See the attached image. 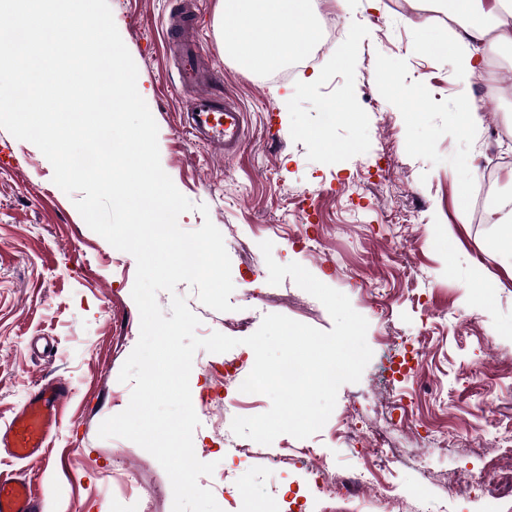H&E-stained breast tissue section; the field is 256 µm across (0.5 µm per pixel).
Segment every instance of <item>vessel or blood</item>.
I'll return each instance as SVG.
<instances>
[{"label": "vessel or blood", "mask_w": 512, "mask_h": 512, "mask_svg": "<svg viewBox=\"0 0 512 512\" xmlns=\"http://www.w3.org/2000/svg\"><path fill=\"white\" fill-rule=\"evenodd\" d=\"M165 37L166 50L177 53L175 90L185 99V128L224 154L236 153L242 141L245 113L234 100H223L210 92V85L220 83L221 77L204 68L186 13L168 20ZM70 393L69 384L62 380L39 384L10 423L0 428V449L18 460L43 463L50 454L51 440L61 424ZM42 503L43 494L32 480L0 473V512H42Z\"/></svg>", "instance_id": "b4317fda"}]
</instances>
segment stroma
<instances>
[{
  "instance_id": "stroma-1",
  "label": "stroma",
  "mask_w": 512,
  "mask_h": 512,
  "mask_svg": "<svg viewBox=\"0 0 512 512\" xmlns=\"http://www.w3.org/2000/svg\"><path fill=\"white\" fill-rule=\"evenodd\" d=\"M115 24L138 68V82L158 126L163 170L190 201L206 205L180 216L198 229L211 219L231 260L230 302L260 326L282 314L322 331L333 320L324 305L291 278L268 282L259 248L273 244L280 264L296 262L349 298L364 316L368 340L399 336L400 355L371 359L359 382L343 384L323 428L306 439L278 436L261 456L227 457L233 418L264 413L263 394L227 405L230 382H216L211 367L236 357L254 365L251 348L229 354L198 350L190 376L201 391L193 435L197 457L242 477L236 512H309V490L290 466L274 465L283 448H316L339 473L358 464L355 449L337 432L343 420L386 423L404 459L386 475L389 488L412 487L448 505L447 512H512V500L472 488L452 490L448 475L484 473L512 458V335L495 325L512 321V271L497 259V225L479 224L461 194H474L478 176L463 166L487 148L512 158V138L492 140L512 111L482 112L477 139L458 135L450 119L461 86L452 64L422 53L416 25L427 18L419 0H334L339 40L314 70L311 87L301 70L241 69L220 48V0H193L194 29L213 69L223 74L214 92L236 100L247 115L237 154L226 156L198 142L181 125L184 98L174 91L176 61L167 57L162 27L181 0H109ZM293 96L292 111L280 97ZM344 101L354 120L325 122L326 105ZM325 127L335 146L326 152L304 137ZM53 168L32 143L0 128V428L20 409L36 383L63 379L72 393L54 438L49 463L36 469L0 455V469L36 475L43 512H172L170 480L156 459L122 438L102 439L99 426L129 404L130 385L120 370L136 346L140 315L131 292L136 263L92 231L72 197L53 181ZM305 228L312 245L291 243ZM482 265L501 289L482 304L472 301L469 269ZM183 296L199 317L198 336H234L228 313L205 306L187 283L159 292L162 310ZM413 401L414 422L384 421L389 396ZM448 433L447 446L428 442L426 431ZM123 466L113 469L114 459Z\"/></svg>"
}]
</instances>
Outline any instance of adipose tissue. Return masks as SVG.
<instances>
[{
    "mask_svg": "<svg viewBox=\"0 0 512 512\" xmlns=\"http://www.w3.org/2000/svg\"><path fill=\"white\" fill-rule=\"evenodd\" d=\"M445 11L458 26L455 37L426 22L418 27V46L451 59L458 81L468 86L484 71L485 42L512 49V8L506 0H446ZM219 17L225 51L246 68L280 67L315 41V0H222Z\"/></svg>",
    "mask_w": 512,
    "mask_h": 512,
    "instance_id": "obj_1",
    "label": "adipose tissue"
}]
</instances>
